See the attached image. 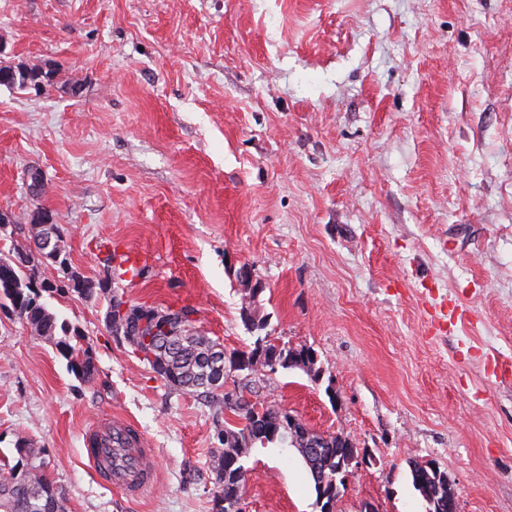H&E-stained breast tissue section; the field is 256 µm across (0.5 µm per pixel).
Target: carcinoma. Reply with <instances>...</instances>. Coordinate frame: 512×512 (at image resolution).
Here are the masks:
<instances>
[{
  "label": "carcinoma",
  "instance_id": "cac0c4a2",
  "mask_svg": "<svg viewBox=\"0 0 512 512\" xmlns=\"http://www.w3.org/2000/svg\"><path fill=\"white\" fill-rule=\"evenodd\" d=\"M64 278L73 283L71 291L92 297L97 292L109 294L108 300L117 296V291L107 282L94 281L83 277L73 270L68 258L56 262ZM31 277L26 269L16 271L12 280L0 279V300L11 303L18 317L23 320L35 335L52 342L68 360L70 371L78 378H90L96 372L93 354L84 345V336L80 330L66 322H58L56 314L50 312L46 305L33 297ZM252 305L250 294L242 292V317L245 323L254 329L265 327L263 318L253 319L249 313ZM158 311L170 312V309H157L144 304H130L126 312H121L113 305H108L105 320L107 327L116 332L118 327H136L142 319ZM183 321L177 333L165 337L163 330H158L157 341L145 342L140 336H123L133 348V354L151 371L158 375L163 384L180 392L197 393L211 398V407L217 423L218 439L222 448L214 455L211 471L217 487L214 496V512H238L237 504L242 498L246 470L241 463L248 449L258 445L267 448L271 445L300 448V443L286 431V421L280 417V409L252 400L245 395L246 388L233 391L224 390V381L213 372L214 362L210 360L209 351L218 349L224 353V346L206 336L197 326L194 318L196 310L184 306L180 308ZM278 351L281 368L295 369V361L304 356L305 347L292 348L279 346L268 337L258 338L250 351L230 354L244 356L256 365L249 373H257L265 366L261 356L264 352ZM235 413L244 424L240 428L222 426L224 413ZM317 437L324 442L329 452L320 457H305V462L314 482L316 499H321L322 479L327 476L344 477L349 472L343 468L336 473V466L344 462L350 449L356 447L353 440L340 431ZM17 463L0 472V512H67L66 500L55 482L46 474L43 455L44 450L31 443L22 442L16 446ZM412 484L428 504V512H448V474L436 467L413 465L411 469Z\"/></svg>",
  "mask_w": 512,
  "mask_h": 512
}]
</instances>
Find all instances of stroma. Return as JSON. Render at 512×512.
Wrapping results in <instances>:
<instances>
[{"mask_svg": "<svg viewBox=\"0 0 512 512\" xmlns=\"http://www.w3.org/2000/svg\"><path fill=\"white\" fill-rule=\"evenodd\" d=\"M0 210L46 211L74 270L146 258L132 304L196 309L226 353L257 338L299 369L237 372L261 401L365 453L335 512H427L412 464L447 472L460 512H512V0H0ZM39 172L42 190L31 174ZM96 375L0 306V462L42 448L68 512H213L209 403L156 379L105 323L107 297L42 294ZM469 322L434 333L429 314ZM119 412L156 448L136 500L100 483L82 433ZM247 512H319L295 448H250ZM269 336H264L263 338H258L255 342V346L250 351H240V352H234L229 355L230 362L231 359L235 356H244L248 357L249 361L254 360L256 362V365L252 368L247 370L249 374L257 373L261 370H265L266 367L262 364L261 356L264 352L270 350V349H277L278 351V358L280 360L281 368L283 369H295L299 368L305 371L308 375L313 376V378L320 377V371L318 368H316V362L314 360H311L308 357L309 360V366L307 368H301L298 365L295 364V361L299 357H303L304 353L307 349V347H300V348H292L288 347L287 345L279 346L271 342V340L268 339Z\"/></svg>", "mask_w": 512, "mask_h": 512, "instance_id": "obj_1", "label": "stroma"}]
</instances>
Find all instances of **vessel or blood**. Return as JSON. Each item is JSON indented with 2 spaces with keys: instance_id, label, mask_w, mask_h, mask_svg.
I'll return each mask as SVG.
<instances>
[{
  "instance_id": "1",
  "label": "vessel or blood",
  "mask_w": 512,
  "mask_h": 512,
  "mask_svg": "<svg viewBox=\"0 0 512 512\" xmlns=\"http://www.w3.org/2000/svg\"><path fill=\"white\" fill-rule=\"evenodd\" d=\"M85 458L98 480L137 498L157 481L156 451L138 426L122 418H104L85 430Z\"/></svg>"
}]
</instances>
